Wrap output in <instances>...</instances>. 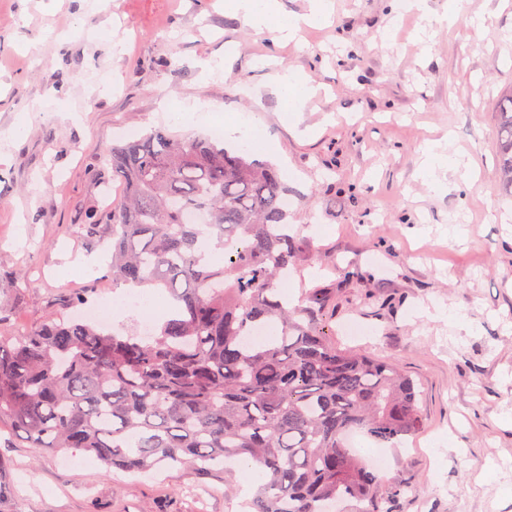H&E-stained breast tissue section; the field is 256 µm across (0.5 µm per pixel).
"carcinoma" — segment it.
Here are the masks:
<instances>
[{"mask_svg": "<svg viewBox=\"0 0 512 512\" xmlns=\"http://www.w3.org/2000/svg\"><path fill=\"white\" fill-rule=\"evenodd\" d=\"M499 116L496 176L512 190V92ZM105 157L124 189L111 214L112 288H163L177 305L149 336L63 312L16 342L0 336V426L31 448L132 473L251 463L265 481L248 512H395L402 487L346 437L403 444L423 426L417 384L329 343L327 289L288 303L280 280L309 250L277 169L165 128ZM187 209L204 223H183Z\"/></svg>", "mask_w": 512, "mask_h": 512, "instance_id": "1", "label": "carcinoma"}]
</instances>
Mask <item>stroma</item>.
I'll return each instance as SVG.
<instances>
[{"label":"stroma","mask_w":512,"mask_h":512,"mask_svg":"<svg viewBox=\"0 0 512 512\" xmlns=\"http://www.w3.org/2000/svg\"><path fill=\"white\" fill-rule=\"evenodd\" d=\"M445 2L392 28V0H332L328 25L284 43L219 0H0V333L39 325L64 295L111 293L67 268L112 252L109 221L78 230L122 195L106 147L260 111V158L287 164L288 221L313 248L290 291L329 288L331 344L418 383L425 425L384 471L405 487L401 512H512V198L494 176L512 0H463L447 21ZM287 68L313 89L292 112L273 92ZM436 140L448 164L427 180ZM352 322L366 335H346ZM65 458L1 432L0 512H241L245 499L223 493L219 468Z\"/></svg>","instance_id":"1"}]
</instances>
